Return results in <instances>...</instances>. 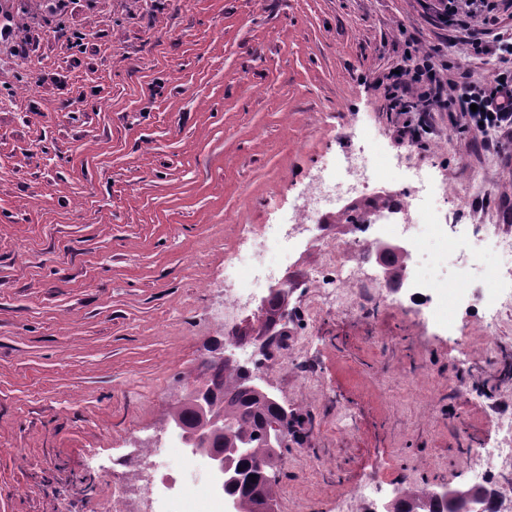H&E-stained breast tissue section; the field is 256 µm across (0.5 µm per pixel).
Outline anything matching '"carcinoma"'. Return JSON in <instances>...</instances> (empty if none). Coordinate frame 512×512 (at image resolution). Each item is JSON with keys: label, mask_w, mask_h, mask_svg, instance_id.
Here are the masks:
<instances>
[{"label": "carcinoma", "mask_w": 512, "mask_h": 512, "mask_svg": "<svg viewBox=\"0 0 512 512\" xmlns=\"http://www.w3.org/2000/svg\"><path fill=\"white\" fill-rule=\"evenodd\" d=\"M284 297L277 295L270 300L266 323L255 329V335L262 336L268 331V324L282 317ZM250 370L240 364H204L203 375L208 377V403L224 413L227 432L216 440L212 447L220 449L224 458L232 463L227 491L232 497L261 505L276 498L274 483L266 481L273 471L274 458L278 449L266 442L268 429L285 421L281 407L264 392L246 387ZM169 417L172 421L186 426H196L202 417L195 405L187 398L177 400ZM256 482H251L250 475Z\"/></svg>", "instance_id": "1"}]
</instances>
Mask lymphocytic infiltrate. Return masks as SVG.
Here are the masks:
<instances>
[{"instance_id":"f902f5d3","label":"lymphocytic infiltrate","mask_w":512,"mask_h":512,"mask_svg":"<svg viewBox=\"0 0 512 512\" xmlns=\"http://www.w3.org/2000/svg\"><path fill=\"white\" fill-rule=\"evenodd\" d=\"M502 0H432L430 10L441 25L471 31L474 52L496 49L512 56V37L497 39L488 47L482 35L494 25ZM452 64L439 50H420L415 40H407L398 72L379 77L388 112L399 116L394 133L399 141L420 152L428 151L433 132V115L448 112L465 117L461 127L469 144L498 149L493 132L512 129V70L492 73L485 86L467 81L450 82Z\"/></svg>"}]
</instances>
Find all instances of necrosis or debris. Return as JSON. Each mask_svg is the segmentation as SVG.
Returning <instances> with one entry per match:
<instances>
[{
  "label": "necrosis or debris",
  "instance_id": "1",
  "mask_svg": "<svg viewBox=\"0 0 512 512\" xmlns=\"http://www.w3.org/2000/svg\"><path fill=\"white\" fill-rule=\"evenodd\" d=\"M371 178L355 159H338L334 169H320L313 177L308 192L301 197L296 217L290 224H271L253 238L249 252L234 254L233 281L224 289V303L212 315L213 324L225 335L226 343L257 357L266 337L240 338L235 334L240 315L250 297L259 290L279 287V270L288 262L282 243L319 229L325 210L335 204L337 196L371 193ZM407 206L399 201L367 211L362 223L350 226L343 246L323 243L320 263L309 269L300 282L311 298L305 310L308 321H316L328 311L345 310L349 290L356 285L377 287L385 278L377 246L380 242H398L416 246L423 233H431L448 244L449 265L458 268L452 285H445L420 275L418 269H402L397 281L399 290H418L419 294L436 299L438 305L480 309L483 319L496 322L500 313L512 311V233L495 224H462L444 212L439 203H431L420 223L393 222L394 214ZM174 438L161 433L144 439L140 447L130 449L112 461L113 512H142L153 495L167 491L165 512H184L179 489L183 482L204 465L203 457L187 454L179 463L162 461L164 448ZM480 464L471 471L473 482L487 492L485 508L494 512L501 488L502 474L495 461L512 457V448H480L476 451Z\"/></svg>",
  "mask_w": 512,
  "mask_h": 512
}]
</instances>
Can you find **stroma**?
<instances>
[{"label":"stroma","instance_id":"obj_1","mask_svg":"<svg viewBox=\"0 0 512 512\" xmlns=\"http://www.w3.org/2000/svg\"><path fill=\"white\" fill-rule=\"evenodd\" d=\"M430 0H0L30 57L0 40V512H112V460L153 434L216 348L207 316L243 229L282 223L317 166L375 147L393 189L414 171L467 224L512 225V130L470 148L439 113L429 151L399 144L374 86L405 49L475 81L500 66ZM89 32L77 54L58 24ZM16 38V39H17ZM486 199L472 210L475 199ZM389 296L318 325L263 374L300 437L274 471L277 512H365L356 492L464 485L470 442L512 412V314ZM348 415L337 432V406Z\"/></svg>","mask_w":512,"mask_h":512}]
</instances>
